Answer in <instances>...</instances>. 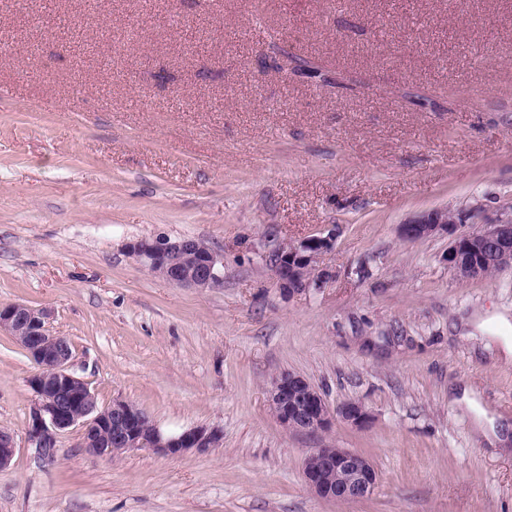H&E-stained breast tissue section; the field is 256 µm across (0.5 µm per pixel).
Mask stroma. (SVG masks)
Here are the masks:
<instances>
[{
  "mask_svg": "<svg viewBox=\"0 0 512 512\" xmlns=\"http://www.w3.org/2000/svg\"><path fill=\"white\" fill-rule=\"evenodd\" d=\"M512 212V0H0V304L50 314L100 405L216 428L177 457L53 461L28 445L36 365L0 334V512H512V268L462 279L449 240H403L439 208ZM335 231L334 277L288 296L264 256ZM195 237L217 288L177 286L127 249ZM304 375L365 426L272 414ZM314 448L378 472L357 502L316 497Z\"/></svg>",
  "mask_w": 512,
  "mask_h": 512,
  "instance_id": "stroma-1",
  "label": "stroma"
}]
</instances>
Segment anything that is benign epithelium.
Segmentation results:
<instances>
[{"label":"benign epithelium","mask_w":512,"mask_h":512,"mask_svg":"<svg viewBox=\"0 0 512 512\" xmlns=\"http://www.w3.org/2000/svg\"><path fill=\"white\" fill-rule=\"evenodd\" d=\"M463 224L478 228L460 232ZM450 236L448 267L461 279L485 276L482 254L489 244L497 248L501 267H512V213L481 218L472 210L448 207L427 211L399 226L407 241H420L438 232ZM334 247V235H309L279 245L265 255L277 284L294 297L321 289L334 273L320 262ZM128 252L150 271L168 282L194 288H215L224 282V259L195 238L172 240L165 236L142 238ZM12 336L37 366L28 379L33 393L26 430L27 442L43 456L56 453L61 437L80 428L82 445L94 456L117 458L127 451L150 448L177 456L189 450L205 451L218 445L217 429L195 427L178 434L161 430L136 405L122 399L101 406L88 383L71 369L72 349L65 337L49 327L48 313L24 303L0 305V332ZM271 410L287 430L319 432L335 418L354 426L365 425L369 412L359 402L348 401L332 410L322 394L304 376L282 372L268 389ZM16 452L14 435L0 429V470ZM308 488L329 501L367 498L377 484V471L364 455L345 448H313L304 460Z\"/></svg>","instance_id":"7a95c632"}]
</instances>
